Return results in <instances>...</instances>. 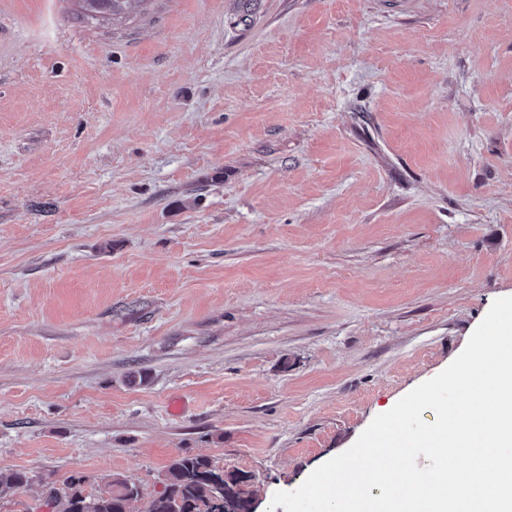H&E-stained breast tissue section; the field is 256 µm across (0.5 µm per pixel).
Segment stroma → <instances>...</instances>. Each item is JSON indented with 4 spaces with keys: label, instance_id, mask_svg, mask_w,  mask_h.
<instances>
[{
    "label": "stroma",
    "instance_id": "35a3bbf8",
    "mask_svg": "<svg viewBox=\"0 0 512 512\" xmlns=\"http://www.w3.org/2000/svg\"><path fill=\"white\" fill-rule=\"evenodd\" d=\"M78 8L0 0V512H285L512 296V0ZM165 489L149 500L145 512H248L243 478L217 468L205 456H179L167 467ZM249 512H255L253 501ZM64 484V495L54 499L60 506L59 512H130V504L141 497L137 485L118 478L112 479L108 488L95 498L84 495L80 479L70 477Z\"/></svg>",
    "mask_w": 512,
    "mask_h": 512
}]
</instances>
